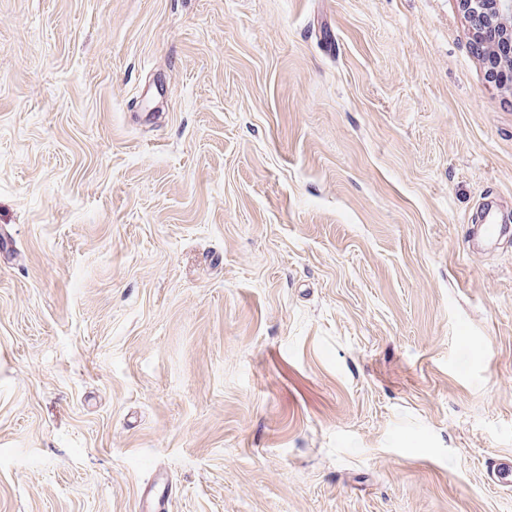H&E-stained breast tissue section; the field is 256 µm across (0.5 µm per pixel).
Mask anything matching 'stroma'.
I'll use <instances>...</instances> for the list:
<instances>
[{
  "instance_id": "35a3bbf8",
  "label": "stroma",
  "mask_w": 512,
  "mask_h": 512,
  "mask_svg": "<svg viewBox=\"0 0 512 512\" xmlns=\"http://www.w3.org/2000/svg\"><path fill=\"white\" fill-rule=\"evenodd\" d=\"M490 207L457 0H0V512H512Z\"/></svg>"
}]
</instances>
